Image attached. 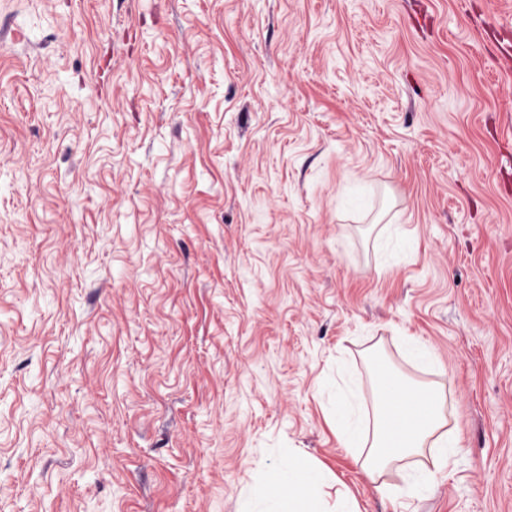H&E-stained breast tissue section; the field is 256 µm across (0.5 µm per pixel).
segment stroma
<instances>
[{
	"mask_svg": "<svg viewBox=\"0 0 512 512\" xmlns=\"http://www.w3.org/2000/svg\"><path fill=\"white\" fill-rule=\"evenodd\" d=\"M370 347L463 438L414 498L329 422ZM291 455L512 512V0H0V512H249Z\"/></svg>",
	"mask_w": 512,
	"mask_h": 512,
	"instance_id": "obj_1",
	"label": "stroma"
}]
</instances>
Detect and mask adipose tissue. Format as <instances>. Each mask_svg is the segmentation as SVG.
Returning <instances> with one entry per match:
<instances>
[{"label":"adipose tissue","mask_w":512,"mask_h":512,"mask_svg":"<svg viewBox=\"0 0 512 512\" xmlns=\"http://www.w3.org/2000/svg\"><path fill=\"white\" fill-rule=\"evenodd\" d=\"M375 402L371 412L360 413L351 397L336 399V435L380 493H391L383 480L404 461L431 451L434 463L446 466L461 448L457 432L449 430L445 416L446 395L440 386L425 382H401L387 367L373 377ZM328 476L316 462L291 456L279 470L268 473L265 485L255 491L263 512H360L355 498L336 493L334 503L319 499Z\"/></svg>","instance_id":"obj_1"}]
</instances>
